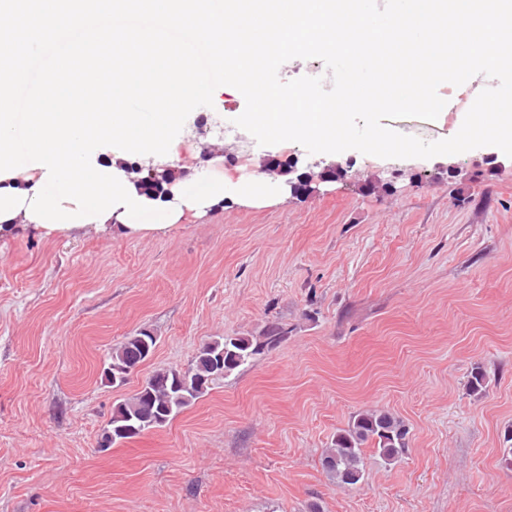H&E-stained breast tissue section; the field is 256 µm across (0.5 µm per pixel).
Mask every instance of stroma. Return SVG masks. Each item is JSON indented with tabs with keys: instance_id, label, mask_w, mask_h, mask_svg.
I'll return each mask as SVG.
<instances>
[{
	"instance_id": "stroma-1",
	"label": "stroma",
	"mask_w": 512,
	"mask_h": 512,
	"mask_svg": "<svg viewBox=\"0 0 512 512\" xmlns=\"http://www.w3.org/2000/svg\"><path fill=\"white\" fill-rule=\"evenodd\" d=\"M459 92L439 86L436 120L388 125L450 138L470 108ZM244 109L219 93L195 124L216 138ZM178 154L184 177L223 178L222 203L148 234L0 232V512H512V158L252 139L219 164ZM263 154L297 159L307 192L239 190ZM271 323L280 343L163 427L100 451L114 407L153 371ZM140 329L155 351L112 385L104 364ZM370 410L403 420L408 449L387 464L366 446L363 479L338 487L322 459Z\"/></svg>"
}]
</instances>
